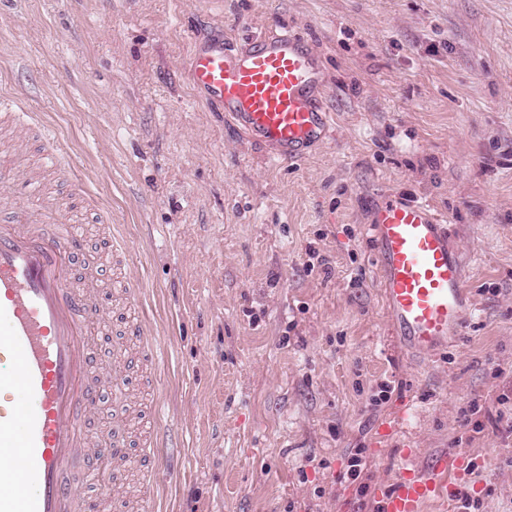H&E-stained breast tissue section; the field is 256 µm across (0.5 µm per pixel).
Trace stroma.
Segmentation results:
<instances>
[{"label": "stroma", "mask_w": 512, "mask_h": 512, "mask_svg": "<svg viewBox=\"0 0 512 512\" xmlns=\"http://www.w3.org/2000/svg\"><path fill=\"white\" fill-rule=\"evenodd\" d=\"M288 29L335 123L294 163L186 69L195 41ZM1 94L39 121L0 131V168L80 242L71 276L98 257L109 296L107 217L144 285L158 512H376L401 469L460 449L477 512H512V0H0ZM388 195L447 217L471 291L463 335L427 359L397 346L378 288L370 211ZM68 480L92 512L141 491L133 467L117 487Z\"/></svg>", "instance_id": "35a3bbf8"}]
</instances>
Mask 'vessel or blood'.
<instances>
[{
  "mask_svg": "<svg viewBox=\"0 0 512 512\" xmlns=\"http://www.w3.org/2000/svg\"><path fill=\"white\" fill-rule=\"evenodd\" d=\"M188 73L211 104L279 160H302L331 134L318 59L297 33L257 36L242 53L195 45ZM47 219L40 206L18 201L10 219H0V512H81L67 470L105 454L120 462L129 456L121 423L113 424L107 448L84 431L82 415L99 390L125 396L132 385L152 387L151 378H132L128 347H137L143 361L159 359L147 325L131 312L141 290L130 278V310L121 317L122 340L112 347V373L100 375L90 337L91 324L103 317L92 289L96 270L88 268L84 283L71 280L76 247L48 233ZM370 230L395 335L421 355L446 348L462 336L472 307L445 219L427 202L389 197L374 206ZM136 415L144 469L141 494L128 512H154L163 442L150 405ZM464 463L460 451L427 472L403 470L381 490L380 512H421L425 502L453 495Z\"/></svg>",
  "mask_w": 512,
  "mask_h": 512,
  "instance_id": "1",
  "label": "vessel or blood"
}]
</instances>
